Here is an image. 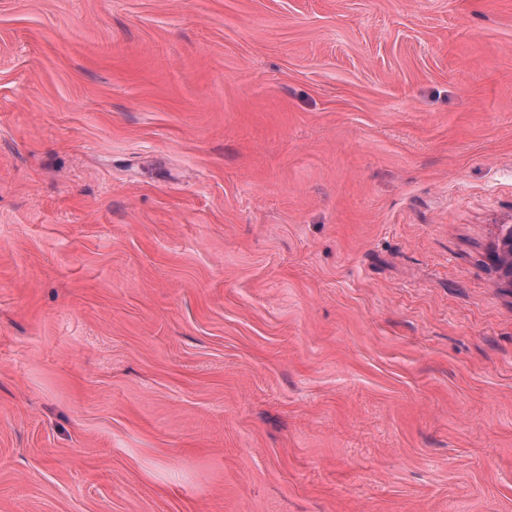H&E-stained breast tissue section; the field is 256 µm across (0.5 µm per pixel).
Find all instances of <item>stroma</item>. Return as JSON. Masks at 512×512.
Listing matches in <instances>:
<instances>
[{
  "label": "stroma",
  "instance_id": "35a3bbf8",
  "mask_svg": "<svg viewBox=\"0 0 512 512\" xmlns=\"http://www.w3.org/2000/svg\"><path fill=\"white\" fill-rule=\"evenodd\" d=\"M512 0H0V512H512Z\"/></svg>",
  "mask_w": 512,
  "mask_h": 512
}]
</instances>
